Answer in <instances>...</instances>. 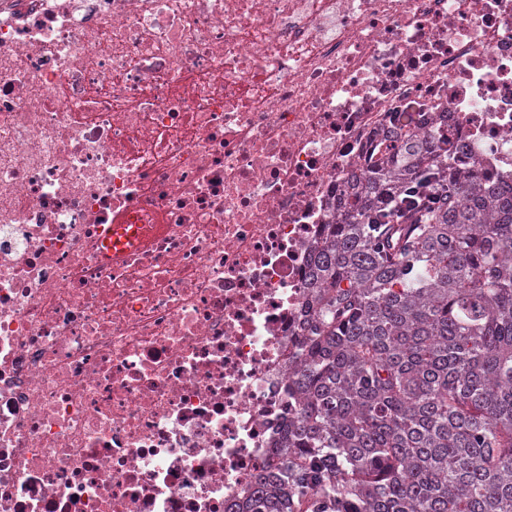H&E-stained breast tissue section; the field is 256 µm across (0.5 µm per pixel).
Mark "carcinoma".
I'll return each mask as SVG.
<instances>
[{
    "mask_svg": "<svg viewBox=\"0 0 512 512\" xmlns=\"http://www.w3.org/2000/svg\"><path fill=\"white\" fill-rule=\"evenodd\" d=\"M349 197L244 512H512V186L411 134Z\"/></svg>",
    "mask_w": 512,
    "mask_h": 512,
    "instance_id": "1",
    "label": "carcinoma"
}]
</instances>
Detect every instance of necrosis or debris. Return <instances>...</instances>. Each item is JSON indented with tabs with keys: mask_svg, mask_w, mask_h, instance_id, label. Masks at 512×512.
Returning <instances> with one entry per match:
<instances>
[{
	"mask_svg": "<svg viewBox=\"0 0 512 512\" xmlns=\"http://www.w3.org/2000/svg\"><path fill=\"white\" fill-rule=\"evenodd\" d=\"M431 131L512 184V0H0V512H238L347 179Z\"/></svg>",
	"mask_w": 512,
	"mask_h": 512,
	"instance_id": "obj_1",
	"label": "necrosis or debris"
}]
</instances>
